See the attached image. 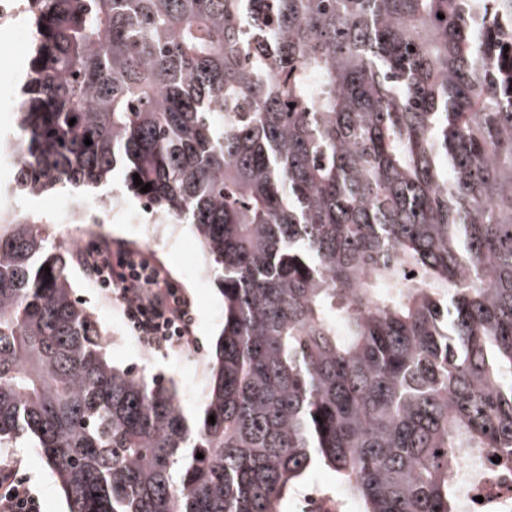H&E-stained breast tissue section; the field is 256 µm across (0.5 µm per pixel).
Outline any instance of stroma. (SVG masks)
Masks as SVG:
<instances>
[{"instance_id": "stroma-1", "label": "stroma", "mask_w": 512, "mask_h": 512, "mask_svg": "<svg viewBox=\"0 0 512 512\" xmlns=\"http://www.w3.org/2000/svg\"><path fill=\"white\" fill-rule=\"evenodd\" d=\"M33 46L17 34L13 21L0 19V134L16 127V115L8 107L19 104L21 76L18 64H29ZM120 198L127 207L128 216H109L103 224L87 228L83 224L66 223L65 211L79 210L88 203H106ZM11 216L25 218L44 225L55 245L65 246L67 241L86 231L111 239L113 245L136 247L160 264L170 277L171 287L191 300L194 315V335L182 350L163 354L146 350L124 321L118 307L105 290L92 287L80 268L71 272L72 284L78 299L94 314L95 319L111 339L109 355L114 365L143 372L175 386L184 413L189 418L202 416L204 391L209 383V363L213 343L224 323V305L218 285L209 274L194 275L183 261V248L153 246L147 240L146 224L151 212L141 208L124 181L121 170L96 187H58L33 197L24 193L11 200ZM11 453L19 458L18 475L27 479L40 498L42 512H67V504L58 482L38 449L26 447L16 441L12 450L0 447V456Z\"/></svg>"}]
</instances>
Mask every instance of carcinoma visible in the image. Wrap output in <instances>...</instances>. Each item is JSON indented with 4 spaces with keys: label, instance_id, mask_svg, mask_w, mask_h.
Segmentation results:
<instances>
[{
    "label": "carcinoma",
    "instance_id": "carcinoma-1",
    "mask_svg": "<svg viewBox=\"0 0 512 512\" xmlns=\"http://www.w3.org/2000/svg\"><path fill=\"white\" fill-rule=\"evenodd\" d=\"M32 12L13 192L122 167L224 301L191 424L112 366L69 252L0 224V444L69 512H282L316 464L361 512H457L454 449L512 467V0Z\"/></svg>",
    "mask_w": 512,
    "mask_h": 512
}]
</instances>
